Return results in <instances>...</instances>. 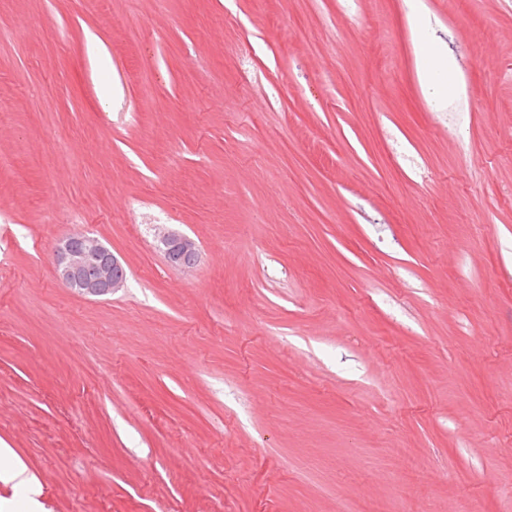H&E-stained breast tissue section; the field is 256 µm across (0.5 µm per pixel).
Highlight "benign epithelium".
I'll return each instance as SVG.
<instances>
[{
  "label": "benign epithelium",
  "instance_id": "1",
  "mask_svg": "<svg viewBox=\"0 0 512 512\" xmlns=\"http://www.w3.org/2000/svg\"><path fill=\"white\" fill-rule=\"evenodd\" d=\"M158 239L171 266L187 269L197 264L198 249L193 239L171 229L162 230ZM55 267L67 287L85 296L112 294L126 281V269L118 257L87 235L64 239L55 252Z\"/></svg>",
  "mask_w": 512,
  "mask_h": 512
}]
</instances>
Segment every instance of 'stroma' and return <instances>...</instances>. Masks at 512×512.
Instances as JSON below:
<instances>
[{
	"mask_svg": "<svg viewBox=\"0 0 512 512\" xmlns=\"http://www.w3.org/2000/svg\"><path fill=\"white\" fill-rule=\"evenodd\" d=\"M0 442L47 512H512V0H0ZM420 77L439 94L451 96L454 92V62L435 46L425 45L422 48ZM158 239L171 266L187 269L197 264L198 249L193 239L171 229H163ZM58 278L78 294L104 296L122 288L126 269L103 243L87 235L64 239L55 252Z\"/></svg>",
	"mask_w": 512,
	"mask_h": 512,
	"instance_id": "35a3bbf8",
	"label": "stroma"
}]
</instances>
